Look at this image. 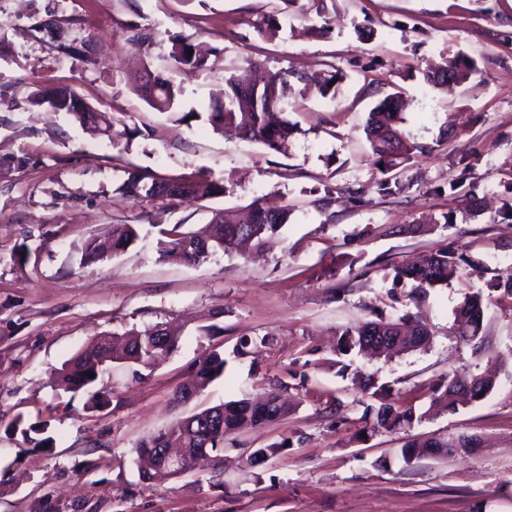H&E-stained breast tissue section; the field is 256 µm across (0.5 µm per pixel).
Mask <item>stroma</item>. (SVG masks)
Returning <instances> with one entry per match:
<instances>
[{
  "label": "stroma",
  "mask_w": 512,
  "mask_h": 512,
  "mask_svg": "<svg viewBox=\"0 0 512 512\" xmlns=\"http://www.w3.org/2000/svg\"><path fill=\"white\" fill-rule=\"evenodd\" d=\"M275 18L262 31V16ZM79 38L85 55L63 43ZM211 55L177 67L175 43ZM464 55L476 70L438 89L424 71ZM331 78L327 94L293 81L295 131L277 152L181 122L130 88L152 70L204 110L225 76ZM66 87L115 119L111 137L51 108L37 88ZM407 102L402 129L418 153L379 163L368 112L389 93ZM156 180L206 176L224 194L130 199V169ZM406 184L386 195L382 178ZM292 217L265 254L216 253L191 266L160 260L157 227L195 230L255 199ZM512 0H0V512H512V300L489 291L481 347L451 331L465 293L512 275ZM113 224L139 240L93 264L86 242ZM448 248L472 263L422 299L388 267ZM424 324L431 345L391 361L335 364L339 328L371 310ZM168 323L177 349L153 368L115 363L87 391H64L62 364L103 332ZM268 345H257L261 336ZM227 364L192 401L178 388L206 354ZM493 371L482 400L411 428L370 429L361 372L385 402L422 406L448 376ZM276 390L285 416L224 441V464L141 481V440L176 418ZM35 426L42 447L14 429ZM468 436L476 448L404 464L414 439ZM259 448L270 452L250 461Z\"/></svg>",
  "instance_id": "1"
}]
</instances>
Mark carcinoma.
<instances>
[{
  "label": "carcinoma",
  "mask_w": 512,
  "mask_h": 512,
  "mask_svg": "<svg viewBox=\"0 0 512 512\" xmlns=\"http://www.w3.org/2000/svg\"><path fill=\"white\" fill-rule=\"evenodd\" d=\"M171 59L180 67L198 68L206 64L207 58L195 46L181 43L174 48ZM292 73L274 72L268 75L260 85L243 87L234 76L224 79V88L212 97L207 112V121L216 132H234L247 139L261 144L269 151H277L294 133V126L288 121L282 106L287 90L291 88L289 77ZM144 82L137 91L149 89L146 102L154 110L183 121L191 117H199L201 113L190 110L181 111L180 90L169 81L148 70L143 76ZM30 103L34 107L47 105L62 112L59 91L51 88L38 89L32 93ZM75 121L91 126L102 136H111L112 116L100 112L86 103L81 108L70 112ZM404 121L403 112H386L381 105H376L369 113L366 122L367 139L373 152L381 157L387 155L385 143L394 142L397 147L408 151H420L419 145H408L400 125ZM175 186L179 189V198L198 199L214 197L224 193V187L207 181L193 180H147V177L130 171L127 178L118 187V191L132 199L150 198L163 199L165 195L158 192L164 186ZM291 213L287 210L269 211L258 203H253L252 218L247 223H238L232 215L224 212L197 231H181L179 226L170 230H161L158 239L160 257L168 261L197 265L209 255L222 251L227 253L237 244L251 242L260 249L266 240L277 234L290 220ZM112 254L117 255L127 250L139 239L138 228L134 224H114L107 232ZM469 264V259L448 249L425 255L417 264L394 265L387 276L393 283L408 285L412 294L426 296L435 288L448 286L457 277L460 268ZM485 298L482 293H471L464 297L463 302L454 313L453 331L462 340L476 346L481 343V330L484 316H471L475 310L484 311ZM372 318L356 325L340 328L336 354L349 357L355 353L371 351L387 358L398 351L424 350L431 343L428 329L405 317L392 319L378 311L371 312ZM152 328L143 330L132 328L126 332L129 339L121 352L114 351L111 337L101 336L88 346L68 359L60 369L61 381L65 390L78 392L92 389L106 365L110 362H132L143 367L150 366L148 349L155 346ZM226 361L221 353L213 351L197 366L189 386L196 392L205 389L213 380L224 373ZM94 376H88V373ZM471 397L469 401L485 398L494 387V381L474 375L469 379ZM461 398L460 382L451 379L448 383L438 385L432 390L430 407L442 411L454 412L458 409ZM288 413V406L281 403L279 397L271 395L262 406H257L248 398H241L210 407L200 411L203 416L215 414L222 418V426L214 430L210 437V447L217 453L224 452V438L245 426H258L271 422ZM374 417L373 426L386 431L410 428L422 421L427 412L416 413L412 407L396 408L390 403L366 407L364 417ZM166 444H174L179 448L194 447L193 436L184 431L180 425L173 424L168 428L143 439L137 452L142 454L155 447L160 439ZM418 448H447L451 453L463 452L469 448V440L463 436L455 439L413 440L401 449V457L405 464H411L417 457Z\"/></svg>",
  "instance_id": "obj_1"
}]
</instances>
